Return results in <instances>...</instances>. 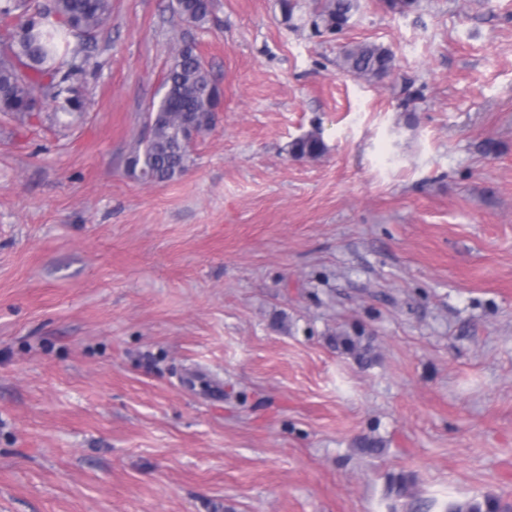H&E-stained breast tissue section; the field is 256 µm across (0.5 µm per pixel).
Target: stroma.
<instances>
[{"label": "stroma", "mask_w": 512, "mask_h": 512, "mask_svg": "<svg viewBox=\"0 0 512 512\" xmlns=\"http://www.w3.org/2000/svg\"><path fill=\"white\" fill-rule=\"evenodd\" d=\"M169 2L112 0L70 126L0 115V512H402L399 472L420 512L512 505V0L320 35L314 0ZM185 42L216 125L146 182ZM358 42L383 81L341 69ZM360 331L367 367L331 344ZM172 11L178 17L190 24L205 23L212 11V0H175ZM341 66L344 71L368 81L382 80L394 68V54L383 46L355 44L345 50ZM325 151V143L321 132L316 130L294 140L290 144L289 152L296 158H316ZM511 506H503L498 498L485 497L462 505H453L450 512H511Z\"/></svg>", "instance_id": "stroma-1"}]
</instances>
